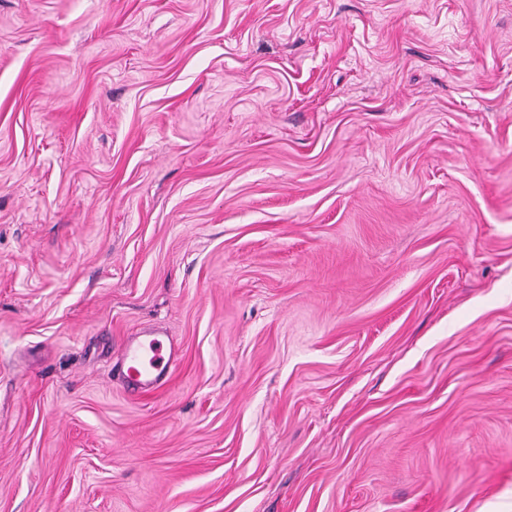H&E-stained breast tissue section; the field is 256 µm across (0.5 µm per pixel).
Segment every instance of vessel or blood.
<instances>
[{"mask_svg":"<svg viewBox=\"0 0 512 512\" xmlns=\"http://www.w3.org/2000/svg\"><path fill=\"white\" fill-rule=\"evenodd\" d=\"M179 350L170 337L146 331L127 340L120 352V383L130 394L153 391L170 379L179 363Z\"/></svg>","mask_w":512,"mask_h":512,"instance_id":"vessel-or-blood-1","label":"vessel or blood"}]
</instances>
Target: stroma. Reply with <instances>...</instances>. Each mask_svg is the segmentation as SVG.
Listing matches in <instances>:
<instances>
[{
  "label": "stroma",
  "instance_id": "stroma-1",
  "mask_svg": "<svg viewBox=\"0 0 512 512\" xmlns=\"http://www.w3.org/2000/svg\"><path fill=\"white\" fill-rule=\"evenodd\" d=\"M0 512H512V0H0ZM150 353L149 367L144 366ZM179 349L169 336L145 331L142 336L127 340L120 352V383L134 395L153 391L170 379L179 363Z\"/></svg>",
  "mask_w": 512,
  "mask_h": 512
}]
</instances>
